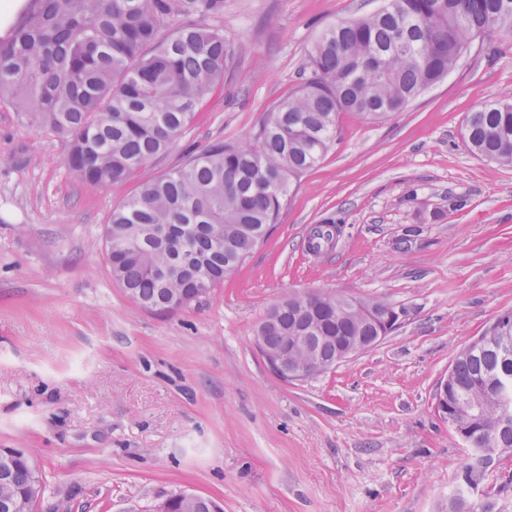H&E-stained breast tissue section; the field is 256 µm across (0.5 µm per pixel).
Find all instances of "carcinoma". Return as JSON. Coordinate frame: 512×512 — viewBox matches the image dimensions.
<instances>
[{
  "instance_id": "cac0c4a2",
  "label": "carcinoma",
  "mask_w": 512,
  "mask_h": 512,
  "mask_svg": "<svg viewBox=\"0 0 512 512\" xmlns=\"http://www.w3.org/2000/svg\"><path fill=\"white\" fill-rule=\"evenodd\" d=\"M195 19L173 24L179 15ZM224 0H28L0 34V99L20 104L28 121L65 144V164L84 182L108 186L158 163L183 136L200 104L230 70L224 30L208 20ZM512 34V0H382L375 11L326 28L296 92L277 103L247 141H218L142 185L114 210L108 257L114 275L142 301L166 307L195 284L176 267L187 254L214 286L233 276L276 223L291 184L336 141L338 116L374 121L405 107L440 81L473 40ZM464 139L475 154L512 165V97L469 113ZM333 217L314 225L319 244L334 243ZM172 268L164 281L154 271ZM264 317L266 343L301 332L306 346L288 360L315 355L332 363L337 349L378 335L386 304L309 292ZM501 332L461 350L451 387L483 410L470 445L490 440L512 457V313ZM492 461L472 459L459 475L448 512H512V474L486 487ZM31 452L0 456V500L25 489Z\"/></svg>"
}]
</instances>
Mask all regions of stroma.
Masks as SVG:
<instances>
[{
	"label": "stroma",
	"mask_w": 512,
	"mask_h": 512,
	"mask_svg": "<svg viewBox=\"0 0 512 512\" xmlns=\"http://www.w3.org/2000/svg\"><path fill=\"white\" fill-rule=\"evenodd\" d=\"M380 0H224L230 74L156 165L83 183L63 143L0 101V448H26L34 512H148L177 492L224 512H448L469 451L434 412L458 352L512 312V167L473 154L468 112L512 95V35L480 37L402 110L344 114L268 237L199 303L148 312L113 281L104 230L187 150L250 139L337 21ZM336 216L332 248L311 228ZM375 298L399 328L305 380L255 339L296 293Z\"/></svg>",
	"instance_id": "35a3bbf8"
}]
</instances>
